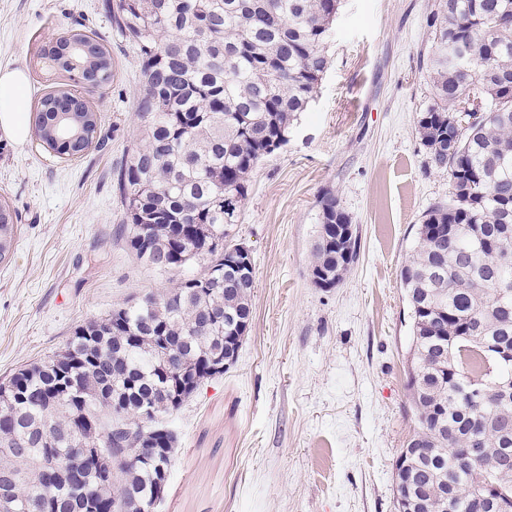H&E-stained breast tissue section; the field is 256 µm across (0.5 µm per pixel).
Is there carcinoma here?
Wrapping results in <instances>:
<instances>
[{"instance_id": "cac0c4a2", "label": "carcinoma", "mask_w": 512, "mask_h": 512, "mask_svg": "<svg viewBox=\"0 0 512 512\" xmlns=\"http://www.w3.org/2000/svg\"><path fill=\"white\" fill-rule=\"evenodd\" d=\"M340 4L113 0L112 25L136 46L143 78L140 143L118 178L127 243L173 286L77 327L62 350L0 383V503L12 512H142L162 502L177 447L165 417L224 374L213 358L252 324L254 271L224 265L227 229L249 174L288 143L317 96ZM428 27L433 103L417 135L451 192L424 212L400 271L413 345L408 446L421 453L415 508L436 512L446 498L448 512H500L498 498L512 497V394L502 393L512 362L489 354L512 351V0H437ZM88 51L101 68L77 65ZM37 55L57 68V83L34 124H55V153L81 155L98 124L74 142L61 117L94 112L81 89L111 82V53L82 27ZM319 205L318 287L342 280L358 257L336 196ZM1 206L0 262L18 223ZM194 260L203 272L183 274ZM471 448L482 449L478 459Z\"/></svg>"}]
</instances>
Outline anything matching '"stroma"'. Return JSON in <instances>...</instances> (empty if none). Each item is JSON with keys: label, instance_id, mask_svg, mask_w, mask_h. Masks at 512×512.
<instances>
[{"label": "stroma", "instance_id": "35a3bbf8", "mask_svg": "<svg viewBox=\"0 0 512 512\" xmlns=\"http://www.w3.org/2000/svg\"><path fill=\"white\" fill-rule=\"evenodd\" d=\"M106 0H0V72L27 77L25 109L55 80L35 52L83 24L112 55L88 97L103 148L61 156L0 131V200L19 215L0 262V380L167 276L127 247L117 174L136 140L141 63ZM434 0H342L330 64L288 143L264 158L229 235L253 259V321L223 375L167 418L178 437L158 512H396L395 460L414 433L412 343L400 270L424 211L447 200L417 117L433 102ZM336 195L359 255L333 288L311 277L319 199Z\"/></svg>", "mask_w": 512, "mask_h": 512}]
</instances>
